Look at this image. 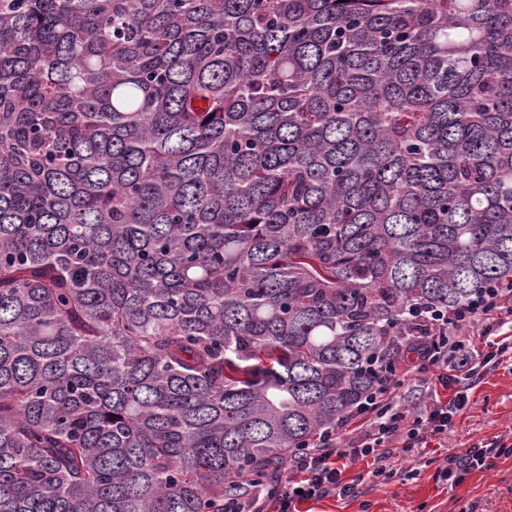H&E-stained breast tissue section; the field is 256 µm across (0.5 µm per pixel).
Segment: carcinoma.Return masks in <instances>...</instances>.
<instances>
[{
    "mask_svg": "<svg viewBox=\"0 0 512 512\" xmlns=\"http://www.w3.org/2000/svg\"><path fill=\"white\" fill-rule=\"evenodd\" d=\"M512 288V0H0V512H224Z\"/></svg>",
    "mask_w": 512,
    "mask_h": 512,
    "instance_id": "1",
    "label": "carcinoma"
}]
</instances>
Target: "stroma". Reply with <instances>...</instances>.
<instances>
[{"mask_svg": "<svg viewBox=\"0 0 512 512\" xmlns=\"http://www.w3.org/2000/svg\"><path fill=\"white\" fill-rule=\"evenodd\" d=\"M447 432L428 438L410 459L393 458L391 473L366 480L354 498L304 503L305 512H512V454L456 488L438 483L448 455L501 440L512 446V358L483 372Z\"/></svg>", "mask_w": 512, "mask_h": 512, "instance_id": "obj_1", "label": "stroma"}]
</instances>
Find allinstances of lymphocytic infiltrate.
I'll return each mask as SVG.
<instances>
[{
  "label": "lymphocytic infiltrate",
  "instance_id": "lymphocytic-infiltrate-1",
  "mask_svg": "<svg viewBox=\"0 0 512 512\" xmlns=\"http://www.w3.org/2000/svg\"><path fill=\"white\" fill-rule=\"evenodd\" d=\"M485 340L487 349L480 352L471 347L470 337ZM412 359L399 372L400 381H408L414 372L431 366L443 368L441 387L450 390L448 400L431 397L417 413H410L394 402L385 391L373 393L353 415L362 436L360 446H351L346 430L323 442L320 447L294 454L287 478L267 487L254 482V493L248 502H225L224 512H264L267 501H275L277 512H299L301 503L331 496L353 497L358 493L359 479L345 480L341 460L358 461L372 457V476L385 472L390 447L396 446L399 435L411 442L425 441L444 433L464 409L465 403L456 387L471 385L480 378L479 369L493 359L512 353V306L501 307L498 293L485 295L471 310L448 316L446 331L436 336H420L406 348ZM502 446L465 448L449 455L438 468V482L457 487L474 473L488 469L493 458L504 454Z\"/></svg>",
  "mask_w": 512,
  "mask_h": 512
}]
</instances>
